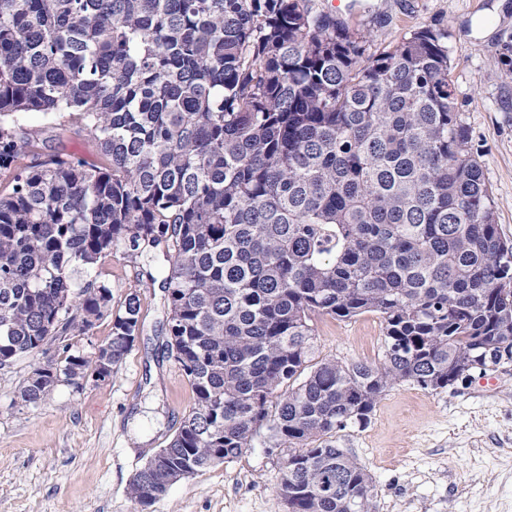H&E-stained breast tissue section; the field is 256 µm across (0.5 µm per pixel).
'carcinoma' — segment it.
I'll return each instance as SVG.
<instances>
[{"label": "carcinoma", "instance_id": "carcinoma-1", "mask_svg": "<svg viewBox=\"0 0 512 512\" xmlns=\"http://www.w3.org/2000/svg\"><path fill=\"white\" fill-rule=\"evenodd\" d=\"M447 33L367 40L308 0H0V367L57 343L20 396L108 374L140 301L89 271L114 249L171 254L168 350L195 406L143 465L148 509L265 435L288 446V512H371L370 473L330 437L395 384L443 389L512 363V240L449 78ZM38 112L99 164L54 154ZM372 312L378 364L312 362L313 319ZM112 316L109 341L70 353Z\"/></svg>", "mask_w": 512, "mask_h": 512}]
</instances>
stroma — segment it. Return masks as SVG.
I'll use <instances>...</instances> for the list:
<instances>
[{"label":"stroma","instance_id":"35a3bbf8","mask_svg":"<svg viewBox=\"0 0 512 512\" xmlns=\"http://www.w3.org/2000/svg\"><path fill=\"white\" fill-rule=\"evenodd\" d=\"M370 51L398 45L412 31L447 33L449 77L492 189L496 222L512 239V0H312ZM21 124L43 129L47 151L95 160L86 137L48 125L30 112ZM170 263L153 249L123 250L99 260L91 274L112 287L120 308L137 292L140 325L131 350L106 379L83 387L61 382L50 398L20 397L32 371L63 361L57 346L0 368V512H137L129 484L178 430L195 403L193 388L167 350ZM316 359L377 363L384 352L379 315L314 321ZM495 385L472 375L444 389L400 382L377 402L365 427L333 436L373 477L372 512H512V364ZM287 451L255 439L234 462L172 485L151 512H287L277 494Z\"/></svg>","mask_w":512,"mask_h":512}]
</instances>
